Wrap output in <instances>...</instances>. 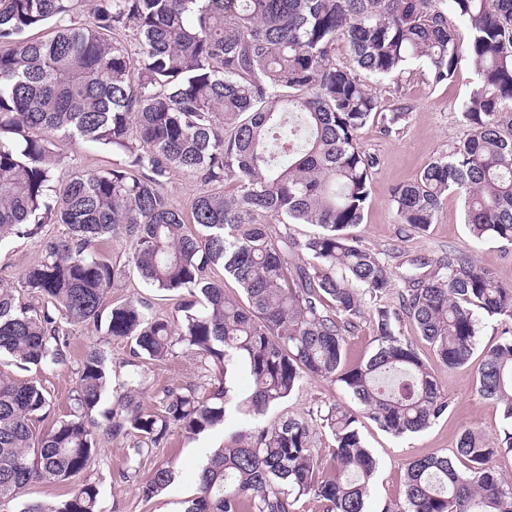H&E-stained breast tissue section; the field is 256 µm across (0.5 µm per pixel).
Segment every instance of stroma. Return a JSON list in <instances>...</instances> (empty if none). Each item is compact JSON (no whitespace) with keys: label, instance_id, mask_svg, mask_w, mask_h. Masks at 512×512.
<instances>
[{"label":"stroma","instance_id":"1","mask_svg":"<svg viewBox=\"0 0 512 512\" xmlns=\"http://www.w3.org/2000/svg\"><path fill=\"white\" fill-rule=\"evenodd\" d=\"M474 82V72L466 64L461 65L452 82L437 87L426 84L417 73L400 89L392 80L372 79L371 84L383 104H392L396 96H403L410 115L399 136H383L373 125L366 126L360 133L364 149L376 157L377 165L363 221L354 227L353 233L392 267L416 258L432 265L448 253H466L473 255L497 280L512 283V245L492 240L474 242L463 219L462 196L449 195L434 224L423 234L402 232L389 197L392 187L413 180L425 165L448 153L452 145L466 137L468 129L461 121L460 112ZM133 296L149 300L157 313L171 318L176 315L174 300L146 287L135 274L112 288L105 303L110 306ZM71 346L73 357L66 365L34 366L26 371L7 366L0 371L14 378L39 381L52 397V415L56 418L69 410L68 397L75 385L80 358L89 347L107 352L113 382L126 379V362L130 357L128 343L109 339L102 332L86 327L76 330ZM430 366L450 402L447 415L428 429L402 438L382 431L370 419L360 422L365 443L379 463L378 483L367 500L368 512H381L385 502L399 497L401 477L409 461L433 453H451L463 428L474 427L493 438L503 427L498 407L481 398L475 390V366L451 370L435 360ZM143 369L148 380L144 402L151 407L156 406L165 388L192 382L205 389L214 380L213 373L201 368L187 353L165 363L144 364ZM347 401L338 384L307 377L298 390L271 409L268 416L275 419L288 415L307 420L317 409ZM95 421L93 431L102 437L99 451L93 465L76 476L75 482L98 485L101 512H184L188 500L197 493V474L205 451L228 445L232 434L240 428L239 421L235 420L197 436L175 429L166 447L137 459L131 451L133 437L105 439L102 433L106 419L99 414ZM165 461L173 465V483L160 495L150 499L143 497L142 484L154 466Z\"/></svg>","mask_w":512,"mask_h":512}]
</instances>
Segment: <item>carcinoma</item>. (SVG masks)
<instances>
[{"label": "carcinoma", "instance_id": "1", "mask_svg": "<svg viewBox=\"0 0 512 512\" xmlns=\"http://www.w3.org/2000/svg\"><path fill=\"white\" fill-rule=\"evenodd\" d=\"M72 2L0 0V244L40 246L20 277L28 301L0 278V355L21 369L67 363L71 328L98 326L107 294L133 270L176 297L180 317L131 297L112 306L105 335L130 342L133 366L181 350L220 378L208 390L167 388L150 408L135 372L115 390L105 435L136 437L141 457L165 447L174 428L196 436L236 411L248 426L206 455L185 512H297L303 497L323 512H367L377 462L360 418L402 437L449 408L418 346L398 335L401 316L456 369L477 347L479 315L512 320V283L455 254L430 273L397 272L350 234L377 165L358 133L372 123L398 135L409 115L382 106L364 76L400 88L417 69L437 87L471 65L468 136L394 187L391 202L398 223L423 232L448 194L463 193L473 240L512 244V129L502 120L512 112V0H94L84 23ZM338 40L354 67L336 64ZM77 139L112 152V168L67 170L59 143ZM175 171L198 181L186 210L165 191ZM53 224L65 235L51 234ZM280 224L318 231L298 240ZM107 239L125 242V262L98 256ZM226 279L240 296L226 292ZM400 281V308L378 305ZM367 316L376 345L349 364L346 338ZM239 366L252 381L242 401L227 386ZM307 376L339 384L359 406L318 414L334 439L328 474L308 422L265 419ZM109 384L105 353L85 351L68 414L38 432L51 415L45 387L0 376V507L35 479L65 482L90 467V426ZM476 390L499 406L502 434L466 428L452 455L408 463L404 496L384 512H512V484L497 466L512 456V336L483 350ZM172 481L161 463L142 495ZM98 504L97 486L82 483L22 512Z\"/></svg>", "mask_w": 512, "mask_h": 512}]
</instances>
